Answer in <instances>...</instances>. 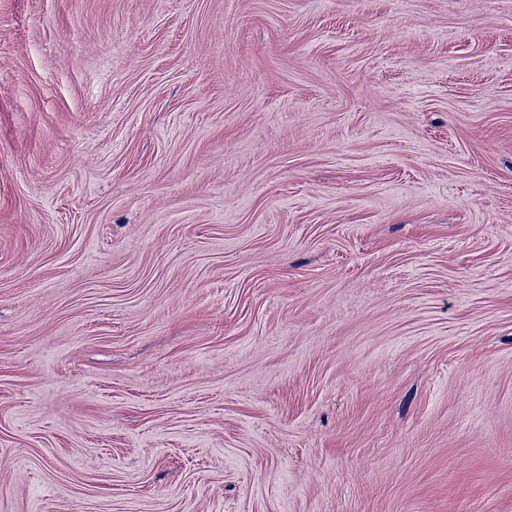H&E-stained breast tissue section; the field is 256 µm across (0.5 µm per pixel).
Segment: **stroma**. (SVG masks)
Returning a JSON list of instances; mask_svg holds the SVG:
<instances>
[{"instance_id":"stroma-1","label":"stroma","mask_w":512,"mask_h":512,"mask_svg":"<svg viewBox=\"0 0 512 512\" xmlns=\"http://www.w3.org/2000/svg\"><path fill=\"white\" fill-rule=\"evenodd\" d=\"M0 512H512V0H0Z\"/></svg>"}]
</instances>
